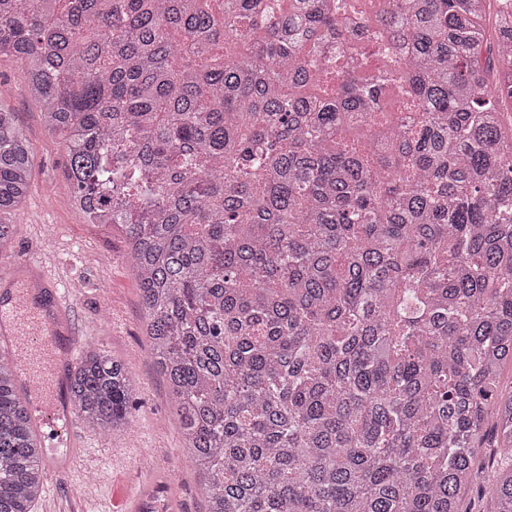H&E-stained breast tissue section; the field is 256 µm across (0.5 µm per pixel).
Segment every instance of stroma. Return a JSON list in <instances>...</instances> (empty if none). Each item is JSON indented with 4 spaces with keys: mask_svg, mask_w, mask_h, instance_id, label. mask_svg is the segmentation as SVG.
<instances>
[{
    "mask_svg": "<svg viewBox=\"0 0 512 512\" xmlns=\"http://www.w3.org/2000/svg\"><path fill=\"white\" fill-rule=\"evenodd\" d=\"M0 98L15 107L34 150L30 192L13 226L10 254L30 252L40 239L61 267L65 284L82 290L72 319L83 328V346H96L125 362L134 379L136 404L127 430L104 432L85 426L75 451L77 466L53 487L43 488L34 512H134L144 495L167 489L166 512H206L200 478L184 463L174 400L165 378L147 354L141 299L122 231L84 223L72 208L63 181L64 150L29 100L19 63H0ZM151 465H139L142 455ZM92 465L95 484L80 499L70 489Z\"/></svg>",
    "mask_w": 512,
    "mask_h": 512,
    "instance_id": "stroma-1",
    "label": "stroma"
}]
</instances>
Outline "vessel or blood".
<instances>
[{"label":"vessel or blood","mask_w":512,"mask_h":512,"mask_svg":"<svg viewBox=\"0 0 512 512\" xmlns=\"http://www.w3.org/2000/svg\"><path fill=\"white\" fill-rule=\"evenodd\" d=\"M61 276L41 257L24 256L0 261V356H18L19 336L32 340L35 351L24 365L19 389L41 393L42 410L36 416L39 432L65 438L77 447L78 423L72 407L63 399L69 382L72 356L56 352L58 337L77 338L71 320L75 297L71 289H59Z\"/></svg>","instance_id":"obj_1"}]
</instances>
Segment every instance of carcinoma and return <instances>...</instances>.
<instances>
[{
  "label": "carcinoma",
  "mask_w": 512,
  "mask_h": 512,
  "mask_svg": "<svg viewBox=\"0 0 512 512\" xmlns=\"http://www.w3.org/2000/svg\"><path fill=\"white\" fill-rule=\"evenodd\" d=\"M0 0L87 224L126 239L149 353L207 512H512V0ZM396 64L418 118L376 161L388 77L312 71L339 46ZM34 153L0 101V215ZM0 359V512H33L43 451ZM126 365L84 350L76 413L128 425Z\"/></svg>",
  "instance_id": "cac0c4a2"
}]
</instances>
